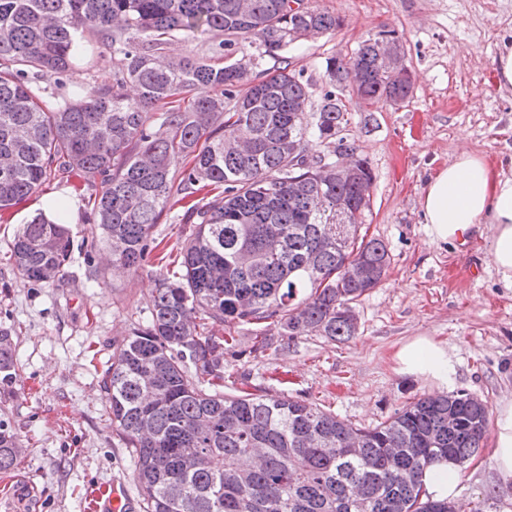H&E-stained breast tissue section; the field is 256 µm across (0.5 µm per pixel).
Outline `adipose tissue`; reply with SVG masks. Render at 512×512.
<instances>
[{"label":"adipose tissue","mask_w":512,"mask_h":512,"mask_svg":"<svg viewBox=\"0 0 512 512\" xmlns=\"http://www.w3.org/2000/svg\"><path fill=\"white\" fill-rule=\"evenodd\" d=\"M419 205L438 243L462 245L481 225H492V262L504 286L512 288V171H491L482 156L461 152L428 182ZM393 362L396 373L437 390H449L455 383L457 358L448 343L434 337L416 336L401 344ZM492 459L499 474L512 479V401L496 411Z\"/></svg>","instance_id":"ef3b65f1"}]
</instances>
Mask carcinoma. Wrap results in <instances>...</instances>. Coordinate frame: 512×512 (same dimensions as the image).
Masks as SVG:
<instances>
[{"label": "carcinoma", "instance_id": "cac0c4a2", "mask_svg": "<svg viewBox=\"0 0 512 512\" xmlns=\"http://www.w3.org/2000/svg\"><path fill=\"white\" fill-rule=\"evenodd\" d=\"M341 24L304 0H0V212L51 178L79 177L90 190L83 219L99 226L114 274L140 266L171 201L195 224L177 270L159 275L149 320L101 363L145 512H448L450 502L426 495L425 471L464 466L486 435L488 403L466 391L416 398L373 428L299 398L224 394L236 325L274 320L283 336L346 341L357 332L352 304L390 265L383 241L358 234L368 161L336 171V154H357L340 136L348 119L336 89L369 105L408 97L404 59L376 51L397 31L328 58L316 103L288 61L306 31ZM208 33L202 50L167 58L172 38ZM81 39L120 59L111 79L69 88ZM49 79L53 104L39 86ZM339 206L349 222L338 232ZM52 210L11 245L15 268L35 282L59 279L70 256L68 214L56 201ZM352 266L370 275L354 279ZM269 350L273 340L256 333L250 353ZM16 368L1 330L0 381ZM18 448L0 427V471Z\"/></svg>", "mask_w": 512, "mask_h": 512}]
</instances>
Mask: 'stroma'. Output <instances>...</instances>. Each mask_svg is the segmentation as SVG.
I'll use <instances>...</instances> for the list:
<instances>
[{
  "mask_svg": "<svg viewBox=\"0 0 512 512\" xmlns=\"http://www.w3.org/2000/svg\"><path fill=\"white\" fill-rule=\"evenodd\" d=\"M343 23L335 33L290 48L292 65L325 89V61L344 55L383 28L398 32L412 91L400 105H366L342 92V131L374 174L364 212L368 236L382 240L391 264L377 288L356 304L358 332L345 342L315 333L281 336L276 323L239 325L224 355V391L287 395L317 403L358 426L387 420L428 383L394 372L402 342L431 336L457 359L455 390L496 407L512 398V288L492 264L486 236L462 246L433 242L419 199L437 170L461 151L482 155L492 171L512 168V89L489 81L503 37L512 35V0H308ZM88 192L55 179L0 212V329L9 330L21 363L0 384V422L18 437L15 466L0 471V512H86L90 489L125 484L131 512H143L134 459L112 429L106 393L90 363L106 357L147 320L163 255L191 225L173 205L151 233L146 259L116 276L93 224L83 219ZM70 203L73 239L63 278L39 283L9 260L22 224ZM276 337V356L249 350L255 332ZM462 512H512V479L500 476L491 443L462 469L455 498Z\"/></svg>",
  "mask_w": 512,
  "mask_h": 512,
  "instance_id": "stroma-1",
  "label": "stroma"
}]
</instances>
